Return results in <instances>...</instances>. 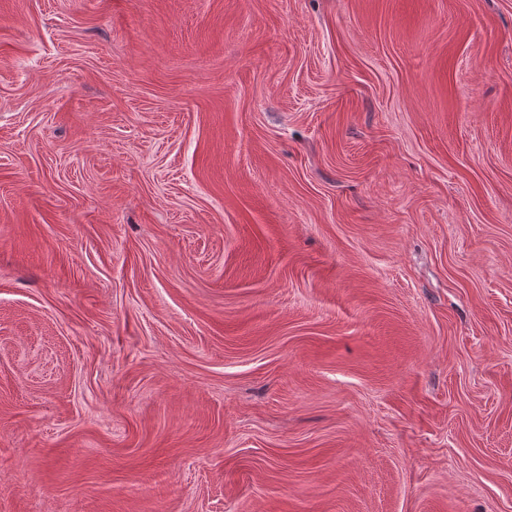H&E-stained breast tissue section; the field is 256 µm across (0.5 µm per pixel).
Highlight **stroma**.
I'll return each instance as SVG.
<instances>
[{"mask_svg": "<svg viewBox=\"0 0 512 512\" xmlns=\"http://www.w3.org/2000/svg\"><path fill=\"white\" fill-rule=\"evenodd\" d=\"M0 512H512V0H0Z\"/></svg>", "mask_w": 512, "mask_h": 512, "instance_id": "35a3bbf8", "label": "stroma"}]
</instances>
